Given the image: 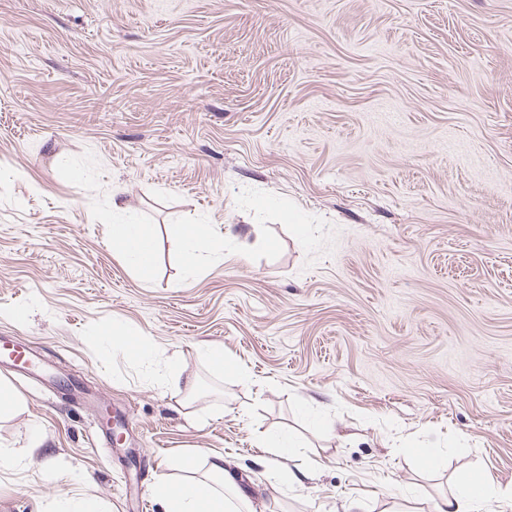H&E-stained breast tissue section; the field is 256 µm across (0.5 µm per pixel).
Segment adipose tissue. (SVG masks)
I'll use <instances>...</instances> for the list:
<instances>
[{"label":"adipose tissue","instance_id":"adipose-tissue-1","mask_svg":"<svg viewBox=\"0 0 512 512\" xmlns=\"http://www.w3.org/2000/svg\"><path fill=\"white\" fill-rule=\"evenodd\" d=\"M113 213L125 216L126 221L112 227L113 239L122 245L121 257L137 270L142 278H149L153 264L145 258L146 252L156 249L153 237L147 235L134 220L121 197L112 199ZM169 236L182 249L187 267H195L201 252L220 253L224 239L208 224H174ZM155 495L163 512H256L252 500L243 495L234 476L227 469L223 454L216 453L208 459V469L203 477L181 483L160 481ZM503 504L512 503V486L498 487L479 479L459 485L436 500L433 512H481L487 499Z\"/></svg>","mask_w":512,"mask_h":512}]
</instances>
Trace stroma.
Segmentation results:
<instances>
[{"label": "stroma", "mask_w": 512, "mask_h": 512, "mask_svg": "<svg viewBox=\"0 0 512 512\" xmlns=\"http://www.w3.org/2000/svg\"><path fill=\"white\" fill-rule=\"evenodd\" d=\"M0 335L45 362L0 364V512H162L211 452L263 512L512 484V0H0ZM112 212L125 216V224H114L112 227V240H119L122 245L121 258L129 262L142 278L148 279L155 262L156 244L153 237L147 235L135 224L129 209L119 194L112 196ZM150 251L152 258L147 261L145 252ZM169 236L177 241L182 249L188 268L193 269L202 251L219 254L224 248V239L210 224H173Z\"/></svg>", "instance_id": "35a3bbf8"}]
</instances>
